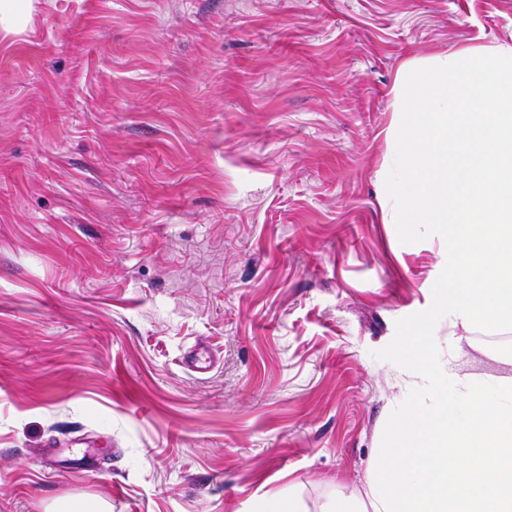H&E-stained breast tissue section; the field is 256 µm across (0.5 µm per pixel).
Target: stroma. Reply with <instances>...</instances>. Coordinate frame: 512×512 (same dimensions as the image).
Here are the masks:
<instances>
[{"label":"stroma","mask_w":512,"mask_h":512,"mask_svg":"<svg viewBox=\"0 0 512 512\" xmlns=\"http://www.w3.org/2000/svg\"><path fill=\"white\" fill-rule=\"evenodd\" d=\"M489 45L512 0H35L0 27V512L359 488L412 386L374 353L446 262L385 192L396 74ZM448 332L442 366L512 378V331ZM53 512H100L106 511L102 501L97 499L74 498L59 502Z\"/></svg>","instance_id":"35a3bbf8"}]
</instances>
